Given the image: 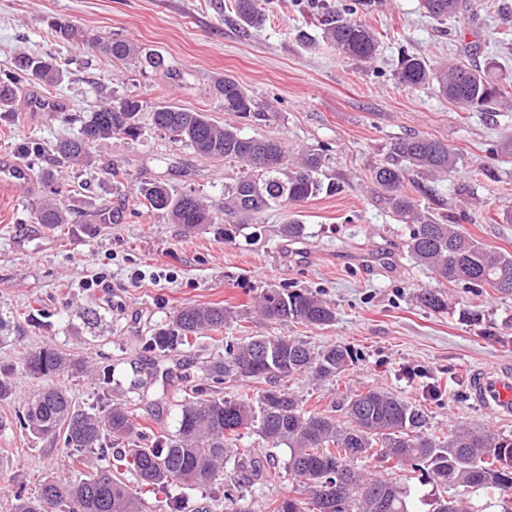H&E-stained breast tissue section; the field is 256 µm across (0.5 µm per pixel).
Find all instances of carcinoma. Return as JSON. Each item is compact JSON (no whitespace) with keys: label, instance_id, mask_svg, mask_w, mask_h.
Wrapping results in <instances>:
<instances>
[{"label":"carcinoma","instance_id":"cac0c4a2","mask_svg":"<svg viewBox=\"0 0 512 512\" xmlns=\"http://www.w3.org/2000/svg\"><path fill=\"white\" fill-rule=\"evenodd\" d=\"M258 0H237V17L246 28L263 21ZM374 0H353L334 9L316 4L324 37L336 51L348 58L369 61L379 44L378 32L353 19L358 10ZM422 7L438 17L454 16L471 8V0H421ZM51 35L62 43L79 44L83 34L65 19L49 25ZM91 43L118 62L145 59L159 68L164 58L131 42L114 38ZM36 79L48 87L60 84L63 71L54 59L19 55L9 70L0 74V112L14 109L18 93ZM408 86L433 85L437 92L457 107L470 110L507 92L489 81L484 70L465 63L437 68L425 59L405 54L398 75ZM215 95L224 102V111L240 119L266 121L269 114L256 110L253 97L236 80L224 77L215 82ZM147 102L129 93L117 100L95 106L81 120L78 134L52 146L55 161L67 167L89 166V148L112 139L136 141L142 136L141 112ZM153 128L190 146L197 154L236 163L241 175L224 187V206L216 210L194 192L174 193L160 182L138 187L143 205L151 212L165 214L173 224L188 232L214 224L224 215L230 236L252 229L260 216L282 203H300L321 193L335 194L336 183L322 180L323 154L307 151L288 155L280 142L247 137L234 124L218 125L204 112H191L175 105H155L151 109ZM391 161L373 170L381 189L379 201L404 224L410 225L404 248L420 266L439 279L467 288L488 286L511 294L512 284L501 283L503 272L512 277V253L492 251L463 233L460 218L452 213L435 214L421 209L406 190L410 175L435 179L456 165V155L448 144L432 137L413 134L391 144ZM52 185V201L35 214L39 224L70 223L68 209L59 199L62 188L54 186V174L46 172ZM424 308L442 313L448 309L436 289L423 288L416 294ZM254 311L271 323L301 322L327 326L336 312L325 300L308 291L270 288L254 302ZM239 317L228 306L180 308L169 323L154 329L148 349L162 356L191 346L204 331H216ZM357 354L342 345L313 349L291 336H254L246 342L225 341L224 354L205 367L207 385L190 387L191 394L179 404V419L170 435L150 438L138 427L120 402L97 412L77 408L67 392L53 379L74 365L72 358L51 346L27 354L24 368L43 385L30 397L19 418L31 434L60 437L73 464L87 472L70 480L47 479L30 496L16 498L14 512H143L141 490L165 496L168 512H182L181 500L172 494L179 486H211L228 463L238 470L237 479L224 487V500H241L237 491L265 486L275 474L262 459L249 453L232 454L235 442L256 434L288 448L285 468L305 498L293 496L267 503L269 512H413L415 491L389 475L374 476L364 471V463L377 458L395 467L408 465L424 473L433 488L449 486L480 490L501 502L502 512H512L507 496L512 494V438L480 428L460 427L440 438L425 432L424 413L400 397L379 389L351 396L338 406L344 421L323 410H307L303 401L288 391L290 378L305 373L318 380L344 372ZM227 378L262 380L268 387L233 396L213 394L210 385ZM276 387L282 395H270ZM135 475L131 487L121 471ZM346 478L342 494L327 493L336 483V474ZM419 501L431 512H471L461 499L447 500L432 493ZM452 503V510L442 508Z\"/></svg>","mask_w":512,"mask_h":512}]
</instances>
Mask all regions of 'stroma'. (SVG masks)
<instances>
[{"instance_id": "obj_1", "label": "stroma", "mask_w": 512, "mask_h": 512, "mask_svg": "<svg viewBox=\"0 0 512 512\" xmlns=\"http://www.w3.org/2000/svg\"><path fill=\"white\" fill-rule=\"evenodd\" d=\"M263 8L264 26L247 31L233 0H0V69L21 52L57 57L65 69L61 85L31 83L13 112L0 116V156L25 163L35 186L27 194L0 192V366L10 367L13 386L0 400V512H12L17 493L74 473L62 440L35 438L18 421L40 386L23 359L46 345L76 361L56 379L76 407L125 403L134 422L157 435L174 431L184 384L204 383L203 368L223 351L224 337L283 335L357 354L338 377L288 379L307 408L327 410L350 392L381 388L424 409L433 431L467 425L512 437V418L484 411L461 387L477 369L512 366V295L441 281L416 264L404 249L408 225L380 206L371 180L399 137L416 132L448 143L458 163L430 181L419 204L455 213L486 247L512 253V224L502 219L512 205V0H474L473 15L446 20L429 17L420 0H376L371 12L357 15L380 37L370 62L327 44L311 0H265ZM57 18L101 40L119 37L156 52L165 66L120 63L101 50L57 42L48 29ZM405 52L434 64L474 62L511 96L461 111L432 86L399 83ZM225 76L274 115L245 125L244 134L293 151L323 150L338 193L264 212L254 239H225L220 223L185 233L141 206L134 184L160 181L218 206L238 170L172 141L146 112L139 141L92 146L87 168L58 169L71 223L57 231L36 222L50 196L44 174L56 169L50 147L77 133L88 109L132 91L151 104L233 124L236 116L214 92ZM40 97L50 111L32 108ZM115 166L128 173L127 184L113 182ZM291 218L304 224L303 237L281 235ZM136 270L142 276L135 280ZM268 288L313 291L336 320L279 326L252 314L171 356L146 347L181 307L242 310ZM423 288L440 290L447 311L417 304L413 295ZM104 372L112 379L106 389L99 385ZM434 381L441 389L435 398L426 389ZM235 477L228 468L211 487L184 486L176 494L186 512H224L223 489Z\"/></svg>"}]
</instances>
